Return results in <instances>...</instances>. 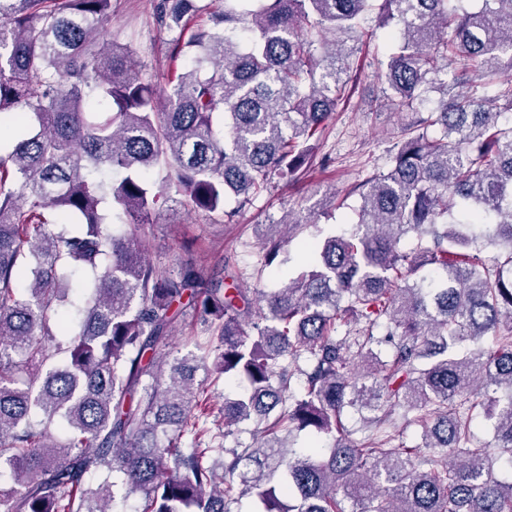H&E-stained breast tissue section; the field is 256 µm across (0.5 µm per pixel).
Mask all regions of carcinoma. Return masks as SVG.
Returning a JSON list of instances; mask_svg holds the SVG:
<instances>
[{
	"mask_svg": "<svg viewBox=\"0 0 512 512\" xmlns=\"http://www.w3.org/2000/svg\"><path fill=\"white\" fill-rule=\"evenodd\" d=\"M244 2L212 16L157 0L188 60L162 96L131 47L103 39L112 0H0V506L512 512L491 467L495 452L512 463V83H496L512 0H383L400 43L382 105L417 118L389 168L347 190L357 222L303 242L302 270L271 291L243 284L288 251L291 216L229 287L191 257L153 262L141 232L185 207L230 219L228 196L243 207L308 166L349 83L320 34L372 37L371 0ZM448 65L453 85L430 78ZM78 272L76 303L62 284ZM182 321L200 329L173 355ZM222 378L246 390L211 427L195 404ZM475 390L491 444L472 431ZM399 408L421 427L411 445ZM245 421L252 443L226 447Z\"/></svg>",
	"mask_w": 512,
	"mask_h": 512,
	"instance_id": "cac0c4a2",
	"label": "carcinoma"
}]
</instances>
